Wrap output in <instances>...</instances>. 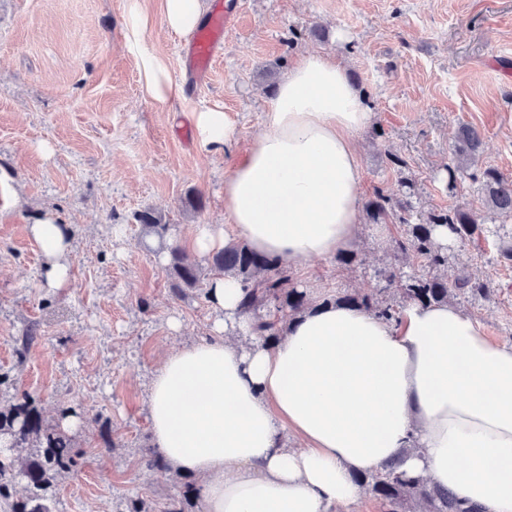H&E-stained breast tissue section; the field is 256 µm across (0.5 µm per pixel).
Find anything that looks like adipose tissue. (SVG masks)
Masks as SVG:
<instances>
[{"label": "adipose tissue", "mask_w": 512, "mask_h": 512, "mask_svg": "<svg viewBox=\"0 0 512 512\" xmlns=\"http://www.w3.org/2000/svg\"><path fill=\"white\" fill-rule=\"evenodd\" d=\"M167 28L193 33L201 0H162ZM146 93L182 97L165 63L141 54ZM373 114L342 62L307 54L278 85L224 182L227 224H203L204 257L244 238L293 265L348 248L361 218L359 134ZM201 142L235 146L234 121L194 115ZM30 231L47 287L70 281L71 238L45 216ZM207 294L214 334L167 355L149 389L152 445L196 477L206 512H344L356 476L402 459L404 469L453 489L483 512H512V347L449 305H408L391 324L362 309L315 304L274 344L234 341L250 329L242 286L217 276ZM302 447L291 448L287 434Z\"/></svg>", "instance_id": "obj_1"}]
</instances>
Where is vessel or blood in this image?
<instances>
[{
  "mask_svg": "<svg viewBox=\"0 0 512 512\" xmlns=\"http://www.w3.org/2000/svg\"><path fill=\"white\" fill-rule=\"evenodd\" d=\"M236 21L232 0H226L222 6H214L205 26L195 35L187 51H184V65L195 83L201 84L208 79L223 44L224 32Z\"/></svg>",
  "mask_w": 512,
  "mask_h": 512,
  "instance_id": "obj_1",
  "label": "vessel or blood"
}]
</instances>
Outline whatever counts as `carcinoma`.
Listing matches in <instances>:
<instances>
[{
  "mask_svg": "<svg viewBox=\"0 0 512 512\" xmlns=\"http://www.w3.org/2000/svg\"><path fill=\"white\" fill-rule=\"evenodd\" d=\"M481 131L470 125L461 127L453 159L447 166L448 187L469 176V170L481 150ZM479 197L482 208L501 218H512V178L488 167L480 177ZM399 195L382 192L364 204L367 219L382 224L397 216L404 233L390 244V261L377 270L378 286L365 293L343 291L322 299L324 304L358 307L384 318L399 321L403 308L410 303L446 304L455 292L485 297L489 284L482 276L468 270L448 272V246L437 242V228L448 229V238L466 240L487 232L476 212L468 207L417 212L413 201L414 183H400ZM144 234L154 236L160 249L167 250L172 292L181 298L189 290L202 286L207 272L231 274L245 291L244 311L252 319L251 334L267 344L283 332L285 319H294L313 306L306 291L291 286L292 276L279 259L260 254L240 240L215 253L209 268L188 261L176 244H166L168 225L150 210L134 215ZM0 440L7 442L0 451V505L4 512H52L47 492L53 480L78 464L73 435L60 422H51L24 395L7 405H0ZM26 482L28 494L15 499L11 489L16 479ZM356 483L379 501L384 512H403L413 504L416 512H481L448 488L433 485L428 478L403 469L392 462L383 468L355 478ZM196 486L187 484L182 493L165 503L161 512H186V505L196 499Z\"/></svg>",
  "mask_w": 512,
  "mask_h": 512,
  "instance_id": "1",
  "label": "carcinoma"
}]
</instances>
